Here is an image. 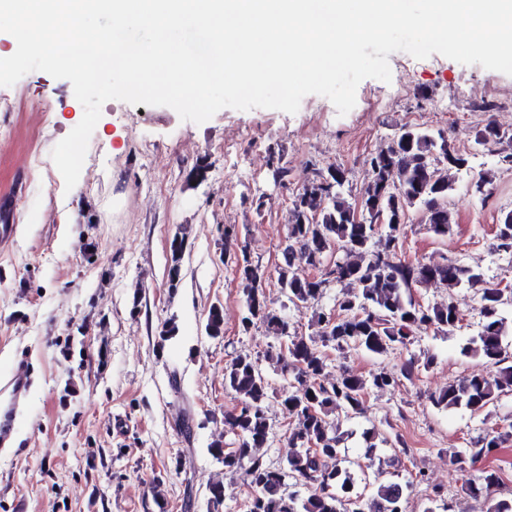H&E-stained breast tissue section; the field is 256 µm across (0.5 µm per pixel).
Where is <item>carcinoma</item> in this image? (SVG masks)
I'll list each match as a JSON object with an SVG mask.
<instances>
[{
  "instance_id": "cac0c4a2",
  "label": "carcinoma",
  "mask_w": 512,
  "mask_h": 512,
  "mask_svg": "<svg viewBox=\"0 0 512 512\" xmlns=\"http://www.w3.org/2000/svg\"><path fill=\"white\" fill-rule=\"evenodd\" d=\"M499 139L498 128L488 123L477 132L475 144H496ZM459 154L445 138L405 127L371 158L369 181L360 205L344 196L345 172L339 168L303 186L293 201L288 245L278 266V285L288 302L295 305L317 300L331 278L345 284L335 304L341 318L333 324L332 312L319 315L317 338L290 335L288 319L272 306L264 289L257 287L263 269L243 260L240 279L246 312L241 319L242 329L246 332L261 324L272 335L288 338L287 348L276 354V362L283 374L293 376V383L280 400L293 419L288 446L294 452L288 456L285 468L276 469L257 454L270 435L266 411L270 385L247 354H238L224 365V387L237 401L236 407L224 414V422L238 437V447L227 453L220 443L213 448L224 461L226 472L242 478L248 499L254 504L248 512H406L405 503L414 483L423 481V474L419 472L404 483L383 482L370 495L358 491L330 416L337 411L348 418L362 413L368 390L398 388L401 379L412 378L418 363H406L397 374L383 369L368 377L345 370L332 380L324 376L325 361L318 344L383 356L410 342L416 330L432 328L444 334L454 331L462 320L456 303L451 299L432 305L417 303L410 295L414 284L436 283L450 290L482 285L478 299L480 330L465 340L460 352L485 357L498 366L493 376L474 375L448 386L433 398L434 404L476 414L501 396L512 394V332L504 316L505 307L512 304V292L501 295L497 288L484 284L479 270L459 261L411 263L400 253L404 218L416 205L424 210L436 236L444 238L451 233L447 199L453 189V172L462 169ZM382 228L384 248L375 251L373 241ZM496 241L499 249L512 250V210L501 215ZM335 247L351 259L336 260L316 280L296 274L299 263L317 266ZM183 251L184 241L173 238L169 268L173 287L180 280ZM206 330L213 337L224 335L222 309H210ZM511 436L509 432L479 436L465 451L453 453L450 462L464 472L466 464L498 453ZM288 479L292 480L290 491ZM504 479L503 468L486 467L478 478L465 480V490L479 498L503 485ZM300 485L304 490L298 489Z\"/></svg>"
}]
</instances>
